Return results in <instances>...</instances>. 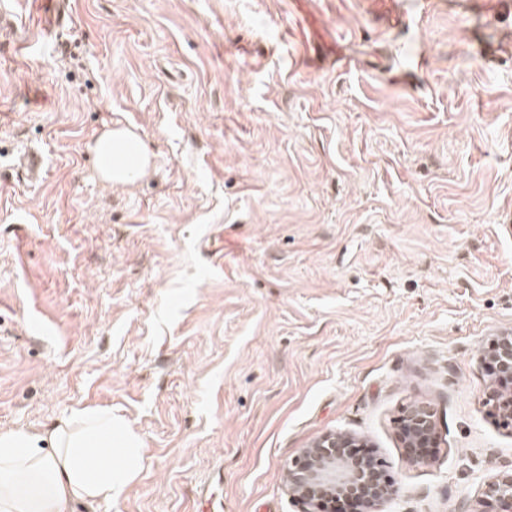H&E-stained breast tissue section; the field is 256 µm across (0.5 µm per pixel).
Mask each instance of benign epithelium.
<instances>
[{
	"mask_svg": "<svg viewBox=\"0 0 512 512\" xmlns=\"http://www.w3.org/2000/svg\"><path fill=\"white\" fill-rule=\"evenodd\" d=\"M496 373V386L487 397L492 407L512 420V333L501 334L489 354ZM400 434L407 459L428 464V449L436 443L435 412L426 405L406 408L400 418ZM367 443L347 433L328 432L305 448L288 464L286 482L299 505V512H325V498L334 492L357 503L361 512L378 507L399 492L388 478L382 462ZM484 497L500 505L499 512H512V467L498 470L485 482Z\"/></svg>",
	"mask_w": 512,
	"mask_h": 512,
	"instance_id": "7a95c632",
	"label": "benign epithelium"
}]
</instances>
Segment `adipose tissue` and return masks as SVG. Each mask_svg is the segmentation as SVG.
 <instances>
[{
	"label": "adipose tissue",
	"mask_w": 512,
	"mask_h": 512,
	"mask_svg": "<svg viewBox=\"0 0 512 512\" xmlns=\"http://www.w3.org/2000/svg\"><path fill=\"white\" fill-rule=\"evenodd\" d=\"M99 176L115 185L144 177L151 155L133 131L92 144ZM141 441L111 410L84 408L48 431H0V512H72L78 501L118 500L142 467Z\"/></svg>",
	"instance_id": "obj_1"
}]
</instances>
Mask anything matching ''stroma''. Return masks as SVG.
<instances>
[{"instance_id": "1", "label": "stroma", "mask_w": 512, "mask_h": 512, "mask_svg": "<svg viewBox=\"0 0 512 512\" xmlns=\"http://www.w3.org/2000/svg\"><path fill=\"white\" fill-rule=\"evenodd\" d=\"M0 3V431L109 408L144 456L74 512H298L329 431L395 479L381 512H470L512 463V0ZM118 125L153 153L125 187L88 150ZM496 373V386L487 397L488 404L512 420V333H502L489 354ZM400 434L407 459L416 464H428L431 456L426 448L436 443L435 412L426 405L406 408L400 418Z\"/></svg>"}]
</instances>
